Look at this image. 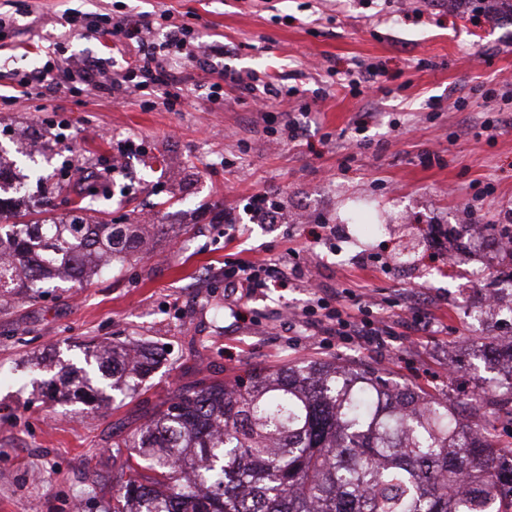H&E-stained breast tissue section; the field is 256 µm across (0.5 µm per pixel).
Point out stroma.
<instances>
[{"label": "stroma", "mask_w": 512, "mask_h": 512, "mask_svg": "<svg viewBox=\"0 0 512 512\" xmlns=\"http://www.w3.org/2000/svg\"><path fill=\"white\" fill-rule=\"evenodd\" d=\"M169 10L206 42L228 46L242 78L278 71L299 95L254 111L244 85L211 103L198 65L174 66L168 88L87 87L0 107V163L13 200L0 222L64 217L82 181L106 188L89 222L141 225L148 249L83 287L0 310V512H72L97 455L112 481V446L181 387L253 369L336 361L385 370L397 384L455 405L494 388L501 373L477 345L494 324L469 316L484 295L474 277L512 270L499 248L469 247L476 224L512 213V0L494 17L448 0H0V85L39 65L52 45L60 67L107 61L125 72L137 46L68 30L70 12L118 17ZM374 66L370 94L344 88L354 64ZM185 103L166 109L164 91ZM503 114L496 134L482 123ZM303 135L287 139L285 120ZM269 192L283 220L250 214ZM370 200L384 227L360 233L345 217ZM286 260L289 280L242 307L224 302V267ZM385 319L384 342L309 337L318 297ZM440 329L420 336L416 322ZM95 339L163 348L160 367L132 397L102 408L53 404L32 379L83 361Z\"/></svg>", "instance_id": "obj_1"}]
</instances>
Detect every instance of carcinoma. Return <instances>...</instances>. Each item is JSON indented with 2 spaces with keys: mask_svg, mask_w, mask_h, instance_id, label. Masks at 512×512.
Masks as SVG:
<instances>
[{
  "mask_svg": "<svg viewBox=\"0 0 512 512\" xmlns=\"http://www.w3.org/2000/svg\"><path fill=\"white\" fill-rule=\"evenodd\" d=\"M136 224H88L76 214L0 224V297L31 302L60 283L123 265ZM504 374L460 412L446 398L390 384L381 369L296 363L234 383L180 389L114 444L112 494L101 512H512V467L493 471L501 419L512 425V345L479 349ZM63 365L58 403L93 410L107 391L134 395L157 368L155 346L83 348Z\"/></svg>",
  "mask_w": 512,
  "mask_h": 512,
  "instance_id": "obj_1",
  "label": "carcinoma"
}]
</instances>
